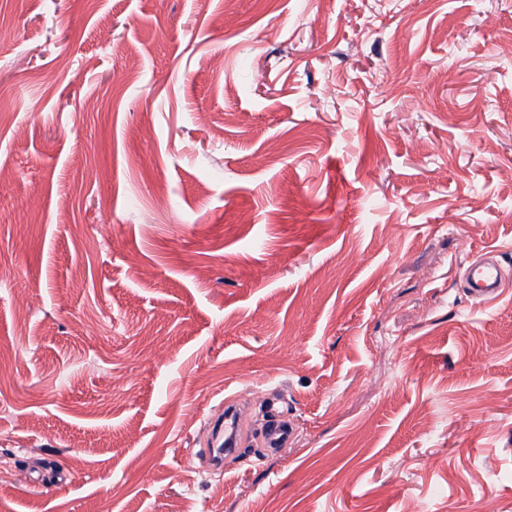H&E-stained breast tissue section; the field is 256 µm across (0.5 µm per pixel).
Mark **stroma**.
I'll return each instance as SVG.
<instances>
[{
	"label": "stroma",
	"mask_w": 512,
	"mask_h": 512,
	"mask_svg": "<svg viewBox=\"0 0 512 512\" xmlns=\"http://www.w3.org/2000/svg\"><path fill=\"white\" fill-rule=\"evenodd\" d=\"M511 38L512 0H0V512H512V287L458 280L512 267ZM255 393L295 440L252 405L205 479ZM492 253L473 259L464 269L463 288L474 304L486 305L498 299L509 279ZM224 412L226 413L224 419L221 415L212 417L210 422V428L212 433V446L220 447L223 442L219 444L223 439V433L226 441L228 442V448L226 454H236L238 452V444L240 438V417L236 406L226 401ZM295 436V425L285 412L271 413L261 433L262 443L268 454H276L279 448L291 442Z\"/></svg>",
	"instance_id": "stroma-1"
}]
</instances>
